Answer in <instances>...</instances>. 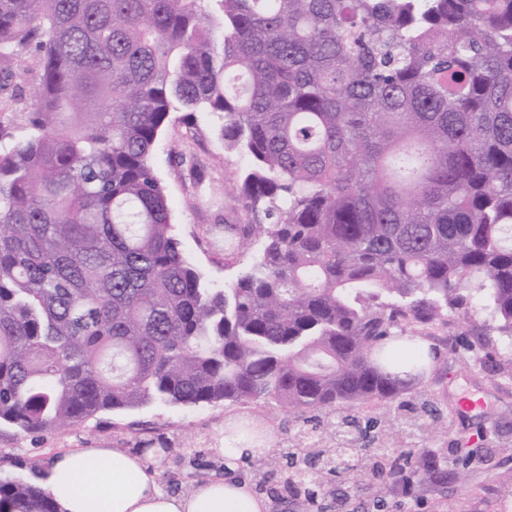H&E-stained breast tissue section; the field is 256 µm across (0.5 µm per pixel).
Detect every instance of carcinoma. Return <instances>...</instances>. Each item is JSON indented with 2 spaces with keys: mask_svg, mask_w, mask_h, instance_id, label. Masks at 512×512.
Here are the masks:
<instances>
[{
  "mask_svg": "<svg viewBox=\"0 0 512 512\" xmlns=\"http://www.w3.org/2000/svg\"><path fill=\"white\" fill-rule=\"evenodd\" d=\"M28 131L0 143V425L148 405L392 402L424 373L394 336L467 309L512 335V0H0L30 46ZM248 158L216 287L174 234L153 156L171 113ZM356 417L259 460L311 498L362 452ZM374 475L438 487L431 448ZM33 467L0 512H60Z\"/></svg>",
  "mask_w": 512,
  "mask_h": 512,
  "instance_id": "obj_1",
  "label": "carcinoma"
}]
</instances>
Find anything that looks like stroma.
I'll return each instance as SVG.
<instances>
[{"label":"stroma","mask_w":512,"mask_h":512,"mask_svg":"<svg viewBox=\"0 0 512 512\" xmlns=\"http://www.w3.org/2000/svg\"><path fill=\"white\" fill-rule=\"evenodd\" d=\"M41 54L28 48L0 61V76L11 73L0 87V134L20 136L23 106L16 94L28 93L39 82ZM216 117L201 115L190 124L174 116L156 146L154 165L170 196L174 230L186 255L214 283L236 278L240 264L224 260V227L243 221L239 199L245 157L227 153L215 128ZM489 349H479L464 310L450 313L448 325L431 330L435 352L432 369L408 393L391 403L356 410L361 427L375 424L399 430L409 445L437 448L448 459L472 456L466 480L448 477L443 491L422 488L403 492L390 482L374 481L394 512H512V338L491 332ZM476 400L462 410V398ZM441 425L428 431L426 423ZM244 417L270 430V453H280L299 424L296 415L277 407L221 403L198 407L149 406L103 412L87 423L20 435L0 426V470L27 474L30 467L48 466L58 453L76 448H121L142 452L144 444L166 449V456L144 454L148 472L171 493L186 492L192 481L223 474L221 445L224 421Z\"/></svg>","instance_id":"35a3bbf8"}]
</instances>
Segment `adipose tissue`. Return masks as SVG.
<instances>
[{
	"mask_svg": "<svg viewBox=\"0 0 512 512\" xmlns=\"http://www.w3.org/2000/svg\"><path fill=\"white\" fill-rule=\"evenodd\" d=\"M244 421L224 423V474L195 483L182 494L161 489L144 469L141 456L120 448H83L57 454L47 487L61 512H269L266 498L241 479L246 459L267 451L265 442L242 438Z\"/></svg>",
	"mask_w": 512,
	"mask_h": 512,
	"instance_id": "adipose-tissue-1",
	"label": "adipose tissue"
}]
</instances>
